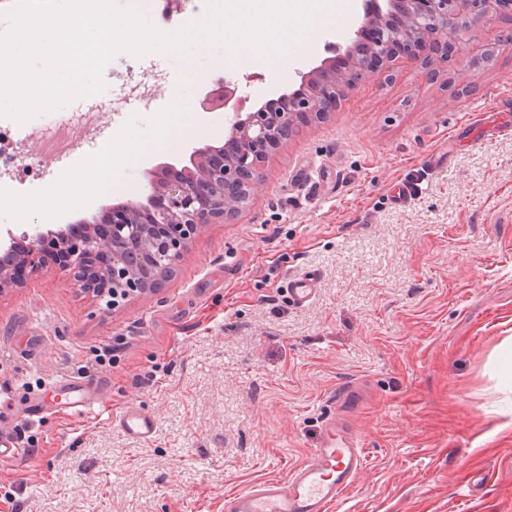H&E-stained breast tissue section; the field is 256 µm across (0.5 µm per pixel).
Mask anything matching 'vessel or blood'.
<instances>
[{"mask_svg": "<svg viewBox=\"0 0 512 512\" xmlns=\"http://www.w3.org/2000/svg\"><path fill=\"white\" fill-rule=\"evenodd\" d=\"M318 277L307 273L290 278L285 285L293 303L302 305L316 292ZM67 405L84 415L95 408L88 388L71 379L55 380ZM118 426L127 434L149 438L155 431L152 415L135 409L123 412ZM366 465V453L347 423H329L323 447L289 471L287 480L270 479L259 486L234 492L224 499V512H328Z\"/></svg>", "mask_w": 512, "mask_h": 512, "instance_id": "b4317fda", "label": "vessel or blood"}]
</instances>
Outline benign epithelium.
I'll return each mask as SVG.
<instances>
[{"label":"benign epithelium","mask_w":512,"mask_h":512,"mask_svg":"<svg viewBox=\"0 0 512 512\" xmlns=\"http://www.w3.org/2000/svg\"><path fill=\"white\" fill-rule=\"evenodd\" d=\"M512 17V0H366L361 28L346 46L348 78L328 80L321 66L301 74L298 89L278 96L275 108L225 115L224 145L193 151L182 175L161 167L146 201H126L102 209L99 223L56 230L36 225L0 251V292L14 286L13 266L56 250L79 286L116 312L132 295L164 287L162 267H174L208 224L235 217L243 188L252 194L274 151L298 127L325 119L341 97L371 71L398 56L428 61L469 47V32L482 21ZM237 84L220 79L200 101L209 112L238 103Z\"/></svg>","instance_id":"7a95c632"}]
</instances>
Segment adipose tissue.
Segmentation results:
<instances>
[{
  "instance_id": "adipose-tissue-1",
  "label": "adipose tissue",
  "mask_w": 512,
  "mask_h": 512,
  "mask_svg": "<svg viewBox=\"0 0 512 512\" xmlns=\"http://www.w3.org/2000/svg\"><path fill=\"white\" fill-rule=\"evenodd\" d=\"M154 144L128 134L122 128L114 129L110 143L104 144L99 154L88 158L90 170L83 189L86 197L104 198L117 183V172L127 162L153 152Z\"/></svg>"
}]
</instances>
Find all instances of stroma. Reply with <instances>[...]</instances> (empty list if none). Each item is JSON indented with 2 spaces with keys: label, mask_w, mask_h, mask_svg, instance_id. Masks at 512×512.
<instances>
[{
  "label": "stroma",
  "mask_w": 512,
  "mask_h": 512,
  "mask_svg": "<svg viewBox=\"0 0 512 512\" xmlns=\"http://www.w3.org/2000/svg\"><path fill=\"white\" fill-rule=\"evenodd\" d=\"M362 7L339 0L280 69L243 56L239 96L258 108L296 88ZM469 37L435 77L397 58L283 143L239 217L207 225L160 293L109 315L50 265L0 294V428L25 450L0 459L13 495L0 512H224L226 495L286 478L320 447L346 386L363 394L348 419L367 463L329 512H512V24ZM225 53L114 59L111 112L77 127L65 163L15 138L19 177L0 196L41 201L45 230L145 199L156 166L223 144L224 110L196 104ZM149 72L162 77L152 99H127ZM164 121L189 131L162 142ZM117 127L157 150L108 200L53 210L50 187ZM308 272L319 285L299 306L284 285ZM59 378L93 383V415L53 405ZM38 399L49 406L27 421ZM130 407L156 417L150 438L114 426Z\"/></svg>",
  "instance_id": "obj_1"
}]
</instances>
